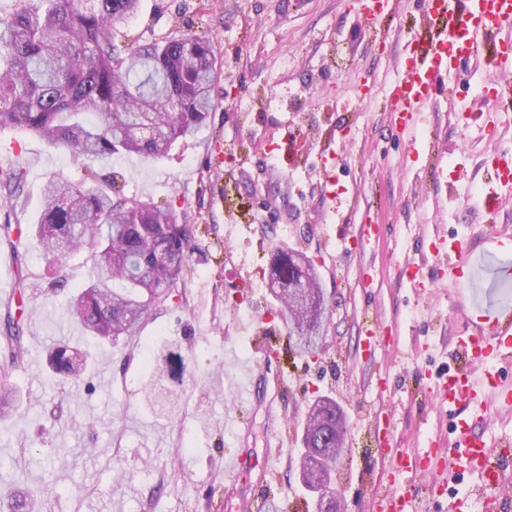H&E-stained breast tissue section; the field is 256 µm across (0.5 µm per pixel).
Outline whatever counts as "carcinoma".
<instances>
[{"mask_svg": "<svg viewBox=\"0 0 512 512\" xmlns=\"http://www.w3.org/2000/svg\"><path fill=\"white\" fill-rule=\"evenodd\" d=\"M139 0H16L0 12V129L45 140L75 159L137 155L162 158L198 131L214 107L215 51L198 34L138 43L123 49L114 29L133 16ZM35 234L44 259L56 264L84 251L90 282L69 302V312L94 344L136 337L155 307L180 279L191 229L172 209L112 197L100 188L51 179ZM295 252L271 261V282L288 290ZM0 333V421L18 405L11 372L23 360L22 332ZM58 379L81 369L63 340L48 350ZM142 405L169 419L179 396L164 383L172 365L159 348L144 355ZM302 453L317 454L321 473L336 477L343 455L328 454L302 438Z\"/></svg>", "mask_w": 512, "mask_h": 512, "instance_id": "cac0c4a2", "label": "carcinoma"}]
</instances>
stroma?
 I'll return each instance as SVG.
<instances>
[{"instance_id":"stroma-1","label":"stroma","mask_w":512,"mask_h":512,"mask_svg":"<svg viewBox=\"0 0 512 512\" xmlns=\"http://www.w3.org/2000/svg\"><path fill=\"white\" fill-rule=\"evenodd\" d=\"M437 30L422 0H392L371 24L357 0H140L138 14L116 26L118 43L192 32L216 49V107L195 136L160 160L76 162L37 137L0 130V170L21 176L16 197L0 183V225L23 229L13 245L0 244V322L19 315L25 352L13 374L18 410L0 422V502L22 488L39 512H312L297 463L307 409L320 396L336 399L348 420L336 474L348 512H370L386 470L370 428L376 413L389 416L401 450L447 440L450 423L432 387L453 362L463 308L428 239L512 235V201L492 212L470 201L492 177L485 153L512 149V130L492 142L449 113L452 100L481 109L476 74L440 83L418 119L442 177L409 154L390 88L403 55L423 53ZM328 154L336 158L332 198L323 190ZM52 177L169 204L193 228L186 274L137 338L90 346L68 315L70 296L90 277L87 256L69 257L55 275L28 233ZM363 223L379 225V236L361 254L343 251ZM287 248L317 262L331 302L318 360L289 344L269 288L270 258ZM408 258L422 264L416 288L401 272ZM362 262L377 274L372 287L356 283ZM368 319L383 338L371 354L361 335ZM159 336L181 398L169 420L141 404L145 344ZM59 339L90 356L86 371L63 384L46 365ZM264 351L275 355L266 387L280 376L291 387L277 424L266 404H240L234 387L241 366H260ZM275 426L284 446L272 456ZM240 453L246 468L230 475L225 463ZM423 483L425 512H448L451 497L477 485L440 470Z\"/></svg>"}]
</instances>
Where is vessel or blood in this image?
I'll use <instances>...</instances> for the list:
<instances>
[{"label":"vessel or blood","mask_w":512,"mask_h":512,"mask_svg":"<svg viewBox=\"0 0 512 512\" xmlns=\"http://www.w3.org/2000/svg\"><path fill=\"white\" fill-rule=\"evenodd\" d=\"M427 11L442 23L441 30L431 36L422 56L407 55L403 61V76L392 86L391 99L399 128L405 134L410 152L420 145L417 116L431 101L438 82L461 77L459 63L473 59L476 65L500 73L512 68V40L504 38V29L512 27V0H468L465 10L450 8L448 0H424ZM479 118L488 132L495 133L512 127V98L503 97L499 104L489 105ZM488 170L494 173L491 187L476 194L484 206L496 205L512 198V154L493 151L486 155ZM477 240L439 238L433 244V256L444 260L452 273L458 294H465L467 281L463 270L475 263ZM486 251L501 252L499 238L483 244ZM464 330L458 336L454 350L457 365L436 384L437 406L452 419L454 440L447 449H428L408 453L396 448L384 449L387 461L388 490L379 500V512H409L416 498L415 486L402 487L397 479L402 475L417 476L433 466L445 463L453 470H469L477 474L480 487L449 504V512H488L497 500L499 488L505 482L500 466L502 459L512 456V446L493 445L478 428L476 418L461 416V407L492 401L497 409L512 412V382L502 377L504 366L512 364V308L494 298L471 306L463 321ZM485 363L482 377H474L469 366L474 360Z\"/></svg>","instance_id":"obj_1"}]
</instances>
